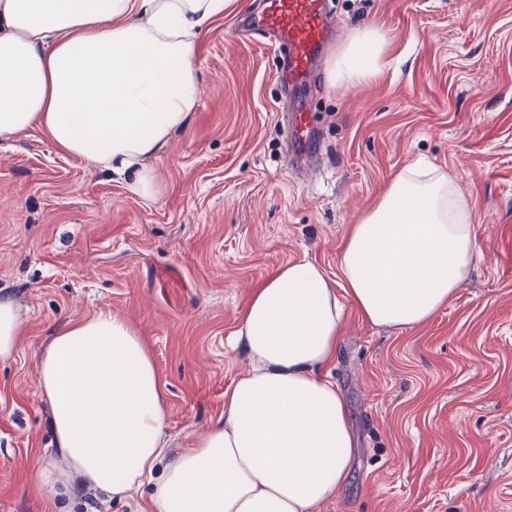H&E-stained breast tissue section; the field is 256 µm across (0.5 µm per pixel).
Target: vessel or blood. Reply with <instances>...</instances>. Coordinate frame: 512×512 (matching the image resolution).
<instances>
[{
	"label": "vessel or blood",
	"instance_id": "b4317fda",
	"mask_svg": "<svg viewBox=\"0 0 512 512\" xmlns=\"http://www.w3.org/2000/svg\"><path fill=\"white\" fill-rule=\"evenodd\" d=\"M242 26L274 38L283 54L281 77L299 88L311 84L317 62L337 33L328 0H263L262 9L247 15ZM289 143L299 160L315 151L308 97L295 102Z\"/></svg>",
	"mask_w": 512,
	"mask_h": 512
}]
</instances>
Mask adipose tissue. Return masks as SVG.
I'll return each mask as SVG.
<instances>
[{"label": "adipose tissue", "instance_id": "ef3b65f1", "mask_svg": "<svg viewBox=\"0 0 512 512\" xmlns=\"http://www.w3.org/2000/svg\"><path fill=\"white\" fill-rule=\"evenodd\" d=\"M234 0H0V138L37 128L154 193L149 166L194 112V43ZM379 29L353 33L331 83L385 65ZM474 210L438 168L411 166L347 230L338 274L308 258L254 288L235 331L251 368L224 391V423L167 460L162 381L148 343L101 309L66 323L38 362L63 465L36 488L127 498L154 483L152 512H320L339 495L353 440L328 369L345 304L374 327L414 328L466 282Z\"/></svg>", "mask_w": 512, "mask_h": 512}]
</instances>
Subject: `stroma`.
<instances>
[{"label": "stroma", "instance_id": "1", "mask_svg": "<svg viewBox=\"0 0 512 512\" xmlns=\"http://www.w3.org/2000/svg\"><path fill=\"white\" fill-rule=\"evenodd\" d=\"M341 39L387 37L386 65L332 86L330 44L311 116L313 175L288 161L277 53L237 40L239 0L197 38L199 101L149 165L155 194L38 130L0 139V300L22 333L0 360V512H146L150 489L51 496L60 464L37 364L66 322L107 309L153 351L169 458L224 421L250 368L233 334L253 288L301 257L336 276L341 242L403 168H441L475 213L479 254L447 306L406 331L347 304L332 379L354 438L340 498L322 512H512V0H331Z\"/></svg>", "mask_w": 512, "mask_h": 512}]
</instances>
